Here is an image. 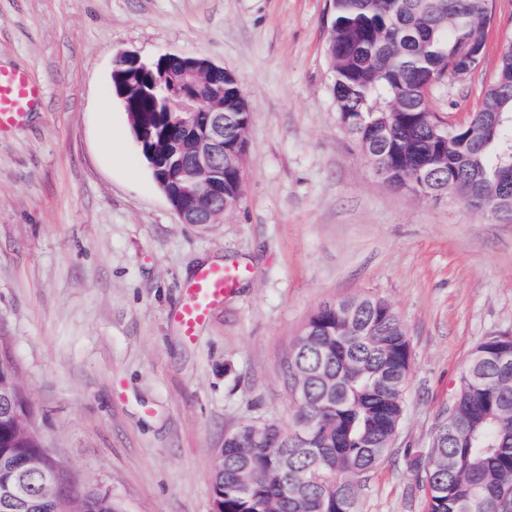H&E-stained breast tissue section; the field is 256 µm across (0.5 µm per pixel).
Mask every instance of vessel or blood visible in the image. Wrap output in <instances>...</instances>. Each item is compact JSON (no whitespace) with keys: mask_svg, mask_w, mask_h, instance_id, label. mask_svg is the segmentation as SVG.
I'll return each instance as SVG.
<instances>
[{"mask_svg":"<svg viewBox=\"0 0 512 512\" xmlns=\"http://www.w3.org/2000/svg\"><path fill=\"white\" fill-rule=\"evenodd\" d=\"M41 98V89L28 74L0 69V133L21 122ZM241 272L220 264L199 267L186 286V296L174 313L185 342H194L200 328L236 286Z\"/></svg>","mask_w":512,"mask_h":512,"instance_id":"1","label":"vessel or blood"}]
</instances>
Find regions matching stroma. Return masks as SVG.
Returning a JSON list of instances; mask_svg holds the SVG:
<instances>
[{
    "label": "stroma",
    "mask_w": 512,
    "mask_h": 512,
    "mask_svg": "<svg viewBox=\"0 0 512 512\" xmlns=\"http://www.w3.org/2000/svg\"><path fill=\"white\" fill-rule=\"evenodd\" d=\"M491 8L482 66L429 90L449 122L480 106L512 39V0ZM330 23V0H0V67L42 91L0 133V348L74 501L100 490L123 512H213L225 435L294 425L285 372L308 317L371 294L412 362L360 512H427L407 461L476 347L512 336V221L377 175L338 119ZM122 51L196 54L240 80L243 196L220 223H181L156 183L112 91ZM208 259L244 275L188 343L171 315Z\"/></svg>",
    "instance_id": "1"
}]
</instances>
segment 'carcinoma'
<instances>
[{"label":"carcinoma","instance_id":"carcinoma-1","mask_svg":"<svg viewBox=\"0 0 512 512\" xmlns=\"http://www.w3.org/2000/svg\"><path fill=\"white\" fill-rule=\"evenodd\" d=\"M328 56L341 126L366 147L376 172L400 188L411 172H435L430 186L456 194L469 206L498 208L495 186L512 183V48L500 53L491 85L466 126L431 118L428 89L484 46L492 20L489 0H332ZM177 58L156 61L141 75L148 91L131 104L153 134L166 140L153 175L175 185L188 167L189 115L180 102L202 107L224 92L225 111L240 98V83L217 77L187 90L175 83ZM500 113L489 128L486 112ZM354 323L341 306L316 310L302 328V348L291 354L288 387L302 380L294 428L266 426L267 444L252 447L253 424L224 442L223 469L212 480L220 512H358L360 479L389 451L404 412L409 345L391 306L361 295ZM498 337L487 339L462 372L452 396L451 430L439 447L409 459L425 474L428 512H512V358L501 361ZM0 403V485L13 465L41 451L39 438L18 435ZM251 475L241 489L240 476ZM89 512H121L107 493L86 496ZM0 512H60L37 491L22 508Z\"/></svg>","mask_w":512,"mask_h":512}]
</instances>
